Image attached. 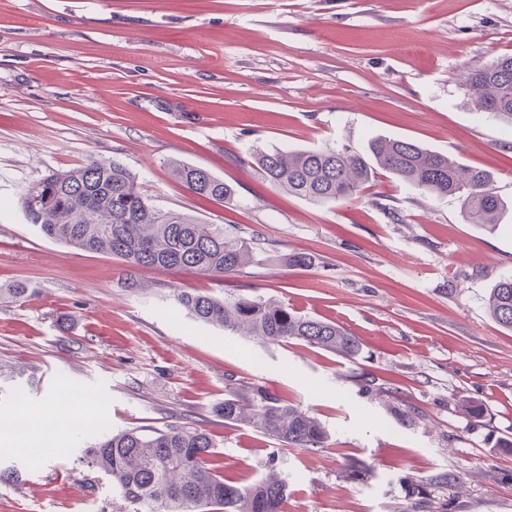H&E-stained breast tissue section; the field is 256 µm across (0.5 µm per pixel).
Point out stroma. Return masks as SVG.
<instances>
[{"mask_svg": "<svg viewBox=\"0 0 512 512\" xmlns=\"http://www.w3.org/2000/svg\"><path fill=\"white\" fill-rule=\"evenodd\" d=\"M512 55V0H0V413L33 417L55 455L10 445L0 512H131L79 461L107 432L193 423L230 479L288 475L284 512H408L409 486L459 475L448 512H512V331L486 301L512 278V208L494 229L450 196L378 172L362 197L319 205L276 189L244 160L371 140L419 143L489 172L512 205V130L474 107L466 68ZM117 161L153 204L263 233L269 260L245 284L336 320L347 360L300 341L267 344L191 320L171 285L209 277L128 271L47 239L20 196L87 156ZM182 162L238 184L233 204L197 201ZM306 253V269L289 255ZM141 284L124 288L127 275ZM23 285L26 301L11 298ZM395 382L423 412L402 422L361 375ZM265 385L330 435L316 452L214 413L228 378ZM91 396L93 427L65 431L61 397ZM366 464L348 475V461Z\"/></svg>", "mask_w": 512, "mask_h": 512, "instance_id": "35a3bbf8", "label": "stroma"}]
</instances>
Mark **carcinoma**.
<instances>
[{"label":"carcinoma","mask_w":512,"mask_h":512,"mask_svg":"<svg viewBox=\"0 0 512 512\" xmlns=\"http://www.w3.org/2000/svg\"><path fill=\"white\" fill-rule=\"evenodd\" d=\"M464 81L476 94V107H493L494 117L512 128V56L467 70ZM252 159L272 186L323 205L361 194L381 168L416 190L458 198L467 223L481 228L495 227L506 208L487 171L409 140L377 138L367 155L347 145H328L294 152L257 150ZM173 168L183 187L199 199L230 203L238 195L234 185L204 168L183 163ZM20 205L27 221L45 237L80 251L112 255L132 270H190L222 286L266 252L265 239L257 233L244 237L222 224L159 209L141 192L131 169L92 156L29 185ZM172 299L189 317L229 334L272 344L303 341L346 359L361 350L358 337L340 324L302 314L274 296L233 288L219 296L175 287ZM488 312L512 330V278L491 288ZM361 388L400 403L399 415L409 424L422 416L392 383L372 376L361 380ZM215 413L225 424L246 425L282 448L315 451L329 442L315 417L258 383L229 384ZM214 447L212 435L201 427L132 428L102 436L84 450L81 462L107 475L133 512H284L288 475L275 458L268 460L257 483L241 485L215 466ZM458 479L443 472L413 484L412 512H446L448 500L436 499L433 491L451 493Z\"/></svg>","instance_id":"carcinoma-1"}]
</instances>
